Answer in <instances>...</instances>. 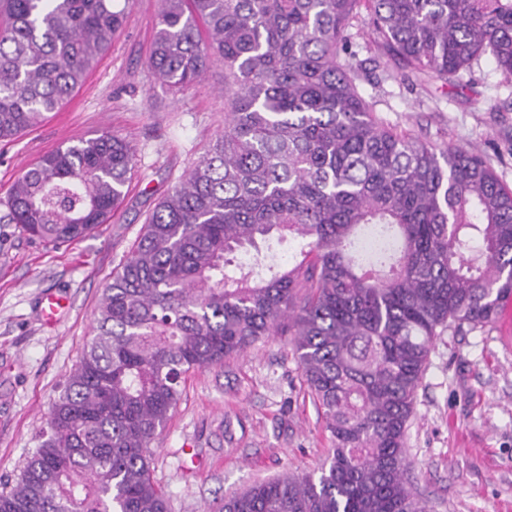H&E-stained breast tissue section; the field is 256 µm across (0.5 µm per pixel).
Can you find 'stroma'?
<instances>
[{"label": "stroma", "mask_w": 512, "mask_h": 512, "mask_svg": "<svg viewBox=\"0 0 512 512\" xmlns=\"http://www.w3.org/2000/svg\"><path fill=\"white\" fill-rule=\"evenodd\" d=\"M160 0H130L122 30L85 83L39 126L0 141V201L42 156L108 130L136 154L112 220L60 248L0 222V488L18 479L46 416L93 335L105 286L147 215L224 128V66L195 86L158 82L147 60ZM350 33L358 89L383 125L437 147L481 152L512 189V82L481 57L455 81L421 84L396 68L362 21ZM65 298L43 321L44 295ZM501 316L444 332L429 356L406 437L414 490L433 512H512V338ZM298 361L280 336L224 365L189 373L153 444L152 477L171 512H211L224 496L284 472H315L331 454Z\"/></svg>", "instance_id": "1"}]
</instances>
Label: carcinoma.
<instances>
[{
	"instance_id": "obj_1",
	"label": "carcinoma",
	"mask_w": 512,
	"mask_h": 512,
	"mask_svg": "<svg viewBox=\"0 0 512 512\" xmlns=\"http://www.w3.org/2000/svg\"><path fill=\"white\" fill-rule=\"evenodd\" d=\"M129 0H0V140L58 111ZM398 66L512 80V0H161L147 64L179 90L224 64V131L158 202L0 512H169L150 448L192 370L288 336L334 448L217 512H430L408 422L435 340L512 295V190L481 153L380 124L355 80L360 8ZM105 131L20 175L0 218L61 246L107 223L134 165ZM303 241L285 268L270 242ZM268 252L259 251L258 242ZM256 253L247 260L249 249Z\"/></svg>"
}]
</instances>
